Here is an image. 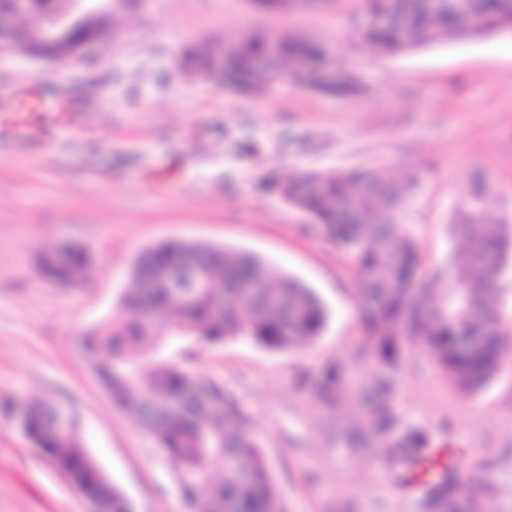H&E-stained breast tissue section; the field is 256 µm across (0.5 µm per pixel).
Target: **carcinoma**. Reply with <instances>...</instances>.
Masks as SVG:
<instances>
[{
    "mask_svg": "<svg viewBox=\"0 0 512 512\" xmlns=\"http://www.w3.org/2000/svg\"><path fill=\"white\" fill-rule=\"evenodd\" d=\"M369 12L385 20L366 28L362 39L386 53L440 42L450 35L469 37L478 30L512 22V0H472L459 12L442 4L427 12L420 0H406L393 14L386 0H371ZM135 14L128 0H113L112 18L97 30L98 42L112 44ZM273 35L248 32L230 48L232 66L219 60L223 42L204 38L186 49L184 75L202 71L221 88L234 81L254 97L272 82L251 66ZM275 37L280 55L269 69L301 81L325 94L349 96V82L322 83L320 46L288 33ZM305 55L307 70L291 67ZM385 168L309 172L282 188L286 199L307 211L328 235L352 252L365 288L361 297L362 336L348 356L325 367L315 395L329 409L351 412L342 434L350 448H380L394 480L423 488L430 512H494L488 499L463 493L455 467L429 451L431 439L421 428L400 422L394 404L403 352L422 349L461 391L474 394L487 387L512 362V311L496 287L512 268V225L489 222L478 208L465 224H452L456 246L436 280H417L422 267L416 240L404 224L406 191ZM308 183L320 185L306 193ZM84 247L70 244L42 250L37 264L48 282L67 288L87 266ZM197 273L210 287L174 288ZM257 287L246 292L243 283ZM326 311L302 282L288 277L244 251L181 240L157 244L140 254L120 310L84 338L86 356L108 390L112 403L136 418L157 438L171 463L183 499L192 512H288V504L272 481L267 459L249 429V417L224 386L185 371L168 348L246 339L272 350L302 348L322 332ZM474 337L460 345L459 333ZM137 353L146 364L130 359ZM362 404L352 406L354 392ZM26 433L53 465L83 495L101 499L107 512H129L131 504L108 488L84 448L76 424L62 427L68 413L51 401L19 405ZM224 467L221 481L204 498L197 488L211 483L212 468Z\"/></svg>",
    "mask_w": 512,
    "mask_h": 512,
    "instance_id": "1",
    "label": "carcinoma"
}]
</instances>
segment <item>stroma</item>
Masks as SVG:
<instances>
[{"label":"stroma","instance_id":"obj_1","mask_svg":"<svg viewBox=\"0 0 512 512\" xmlns=\"http://www.w3.org/2000/svg\"><path fill=\"white\" fill-rule=\"evenodd\" d=\"M366 0H321L282 17L254 0H150L112 49L64 63L0 53V114L13 85L66 91L76 119L0 130V399L51 400L136 512H187L156 438L113 406L83 336L116 311L139 253L167 240L252 253L320 297L327 321L300 351L242 339L197 348L183 368L223 383L249 414L289 512H420L421 488L395 485L379 456L345 447L313 388L361 332L362 277L281 188L303 173L386 166L415 174L405 222L426 270L452 248L449 224L473 207L512 223V35L490 32L380 53L360 38ZM288 27L322 44L360 88L326 96L286 79L260 100L180 72L191 40L232 43ZM169 183L163 193L152 182ZM85 246L87 280L57 288L38 252ZM394 403L429 430L467 494L512 512V364L481 392L459 391L414 351ZM0 512H87V503L12 416L0 411Z\"/></svg>","mask_w":512,"mask_h":512}]
</instances>
